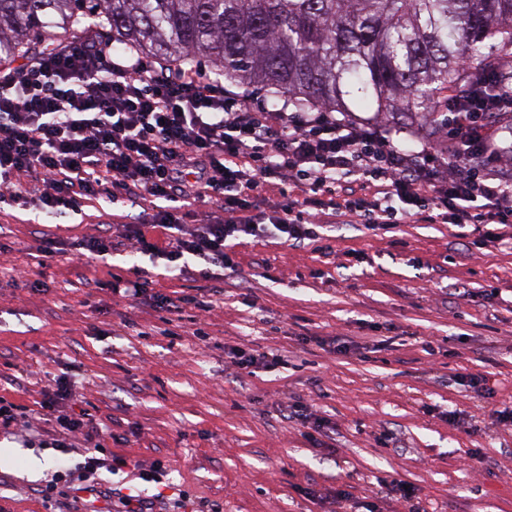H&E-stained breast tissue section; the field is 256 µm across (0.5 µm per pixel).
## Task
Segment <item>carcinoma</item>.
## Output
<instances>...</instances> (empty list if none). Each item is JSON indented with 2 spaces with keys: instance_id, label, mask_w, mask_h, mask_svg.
Here are the masks:
<instances>
[{
  "instance_id": "cac0c4a2",
  "label": "carcinoma",
  "mask_w": 512,
  "mask_h": 512,
  "mask_svg": "<svg viewBox=\"0 0 512 512\" xmlns=\"http://www.w3.org/2000/svg\"><path fill=\"white\" fill-rule=\"evenodd\" d=\"M98 20L101 38L266 90L297 111L448 127L439 96L512 60V0H0V55Z\"/></svg>"
}]
</instances>
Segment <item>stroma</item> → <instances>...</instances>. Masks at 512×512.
Instances as JSON below:
<instances>
[{
  "label": "stroma",
  "mask_w": 512,
  "mask_h": 512,
  "mask_svg": "<svg viewBox=\"0 0 512 512\" xmlns=\"http://www.w3.org/2000/svg\"><path fill=\"white\" fill-rule=\"evenodd\" d=\"M139 212L107 196L62 216L0 202V400L30 424L0 426V512H67L42 490L97 448L110 460L85 496L92 512L129 492L153 512H512V242L338 216L317 243L232 241L231 274L180 272L121 247ZM106 232L116 250L68 257ZM48 236L63 253L46 261ZM136 263L149 292L112 293ZM185 294L210 310L160 309L159 296ZM58 381L72 393L59 414L92 428L68 454L44 443L41 404ZM287 402L320 421L317 442ZM37 458L47 467L32 469ZM160 460V482L141 480Z\"/></svg>",
  "instance_id": "1"
}]
</instances>
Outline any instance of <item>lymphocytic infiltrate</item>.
I'll return each instance as SVG.
<instances>
[{
	"label": "lymphocytic infiltrate",
	"mask_w": 512,
	"mask_h": 512,
	"mask_svg": "<svg viewBox=\"0 0 512 512\" xmlns=\"http://www.w3.org/2000/svg\"><path fill=\"white\" fill-rule=\"evenodd\" d=\"M447 110L446 144L406 150L371 124L257 105L195 67L78 36L0 64V201L36 191L59 211L107 189L156 200L150 223L126 227L132 252L227 269L228 241L256 233V193L284 180L300 195L276 205L270 222L289 240L314 239L329 208L367 224H483L496 238L497 226L512 225V183L494 172L493 107L464 90ZM190 201L219 217L184 224L179 205ZM103 464L91 455L58 473L45 499L84 512L80 493Z\"/></svg>",
	"instance_id": "f902f5d3"
}]
</instances>
